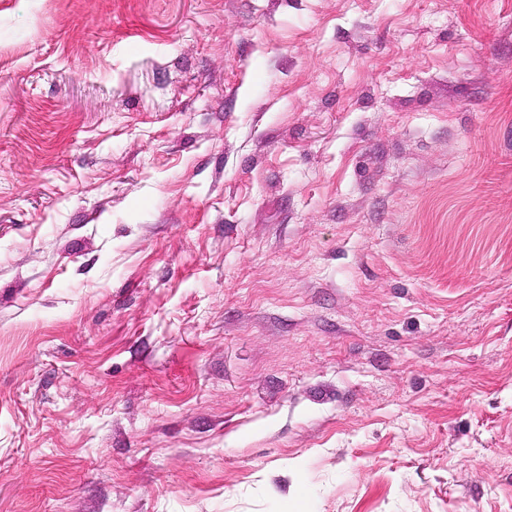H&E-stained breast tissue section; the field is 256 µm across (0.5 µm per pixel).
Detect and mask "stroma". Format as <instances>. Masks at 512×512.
Instances as JSON below:
<instances>
[{
  "mask_svg": "<svg viewBox=\"0 0 512 512\" xmlns=\"http://www.w3.org/2000/svg\"><path fill=\"white\" fill-rule=\"evenodd\" d=\"M0 512H512V0H0Z\"/></svg>",
  "mask_w": 512,
  "mask_h": 512,
  "instance_id": "stroma-1",
  "label": "stroma"
}]
</instances>
